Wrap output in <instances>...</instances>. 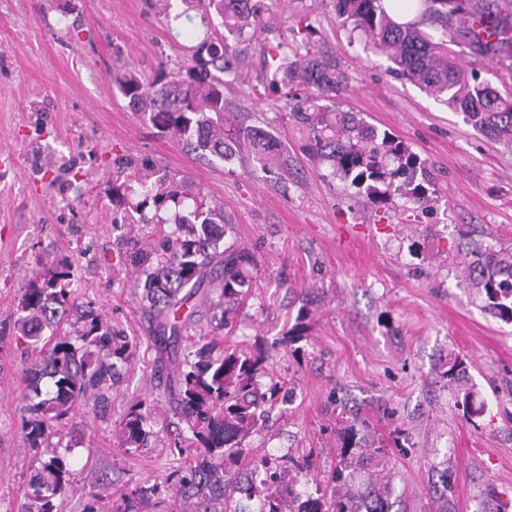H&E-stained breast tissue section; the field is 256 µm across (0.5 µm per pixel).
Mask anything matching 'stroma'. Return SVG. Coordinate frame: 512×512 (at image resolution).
Masks as SVG:
<instances>
[{
	"mask_svg": "<svg viewBox=\"0 0 512 512\" xmlns=\"http://www.w3.org/2000/svg\"><path fill=\"white\" fill-rule=\"evenodd\" d=\"M164 19L150 0H0V322L9 323L23 279L41 259L70 256L72 287L135 343L101 417L79 415L72 483L55 512H82L88 492L120 499L149 481L158 493L140 512H167L172 458L163 414L152 415L150 447H121L114 423L135 399L155 398L151 322L119 257L112 230L116 157H149L186 175L191 188L223 203L228 242L252 256V287L225 345L283 336L301 306L302 337L274 354L260 388L280 383L292 397L251 435L252 454L310 457L311 474L339 466L336 404L369 418L366 442L391 450L393 498L407 512L448 499L451 512H502L512 503V322L491 315L469 288L462 259L478 246L512 249V148L477 131L411 82L385 57L350 38L330 0H260L269 43L294 38L308 17L318 49L349 78L343 109L362 113L424 159L436 177L428 212L401 199L376 209L339 181L312 172L281 115L284 88L260 99L230 85L228 109L288 144L287 167L263 172L253 159L200 158L157 136L112 83L127 63L150 69L183 58L203 37L199 19L170 0ZM463 358V385L483 413L468 420L440 372ZM25 357L0 340V512H19L34 451L22 431ZM405 429L407 454L393 452ZM451 485H444L445 472Z\"/></svg>",
	"mask_w": 512,
	"mask_h": 512,
	"instance_id": "stroma-1",
	"label": "stroma"
}]
</instances>
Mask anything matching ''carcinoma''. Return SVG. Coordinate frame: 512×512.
I'll return each instance as SVG.
<instances>
[{
    "mask_svg": "<svg viewBox=\"0 0 512 512\" xmlns=\"http://www.w3.org/2000/svg\"><path fill=\"white\" fill-rule=\"evenodd\" d=\"M341 26L365 38L389 62L388 70L465 114L483 134L512 146V95H502L477 72H466L448 44H464L490 63L512 68V0H333ZM206 28L187 58L170 66L160 62L149 73L135 65L112 71V83L129 107L158 133L174 137L200 157L226 160L246 144L254 162L267 170L288 149L260 126H241L226 116L224 88L236 84L256 90L246 64L253 38L264 31L253 0H183ZM308 35L288 45L264 47L270 85L289 90L284 109L301 134L299 149L324 179L339 180L348 194L374 206L398 197L404 205L427 209L435 177L426 161L404 141L367 122L358 112L339 109L336 98L349 78L336 62L313 49ZM112 229L121 238L126 265L152 323L151 342L177 362L175 377L156 370L155 387L164 389L175 409L177 434L171 453L193 462L171 472L173 512H246L236 494L252 498L254 481L267 489L257 512H394L392 475L377 470L365 490L350 485L355 464L376 453L360 443L368 422L354 415L337 431L341 463L327 481L313 480L317 496H303L288 477L306 466L292 457L263 454L246 461L245 440L263 426L281 401L282 386L262 392L256 374L269 363L276 346L301 336L308 316L300 308L297 323L276 343L249 348H215L212 336L234 324L250 287L249 254L224 245L229 222L224 205L191 191L186 179L161 170L147 158L114 161ZM137 224H169L156 242L132 234ZM464 261L469 281L485 295L494 315L512 321V251L473 250ZM72 262L43 263L20 288L12 322L15 343L38 359L24 372L23 434L36 451L21 512H54L53 499L70 486L66 456L49 453L51 440L75 416L92 405L98 411L119 378L131 342L87 301L79 303L71 286ZM465 366L448 358L441 377L456 390L457 406L470 412L472 394L460 387ZM144 399L131 403L118 425V439L129 448L155 436ZM158 489L144 481L119 503L88 494L83 512H139L138 504Z\"/></svg>",
    "mask_w": 512,
    "mask_h": 512,
    "instance_id": "obj_1",
    "label": "carcinoma"
}]
</instances>
